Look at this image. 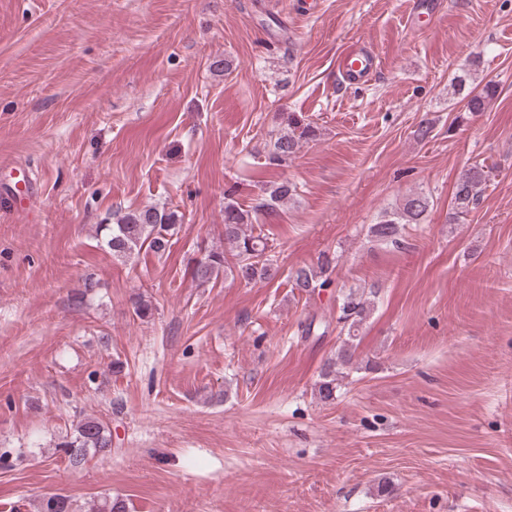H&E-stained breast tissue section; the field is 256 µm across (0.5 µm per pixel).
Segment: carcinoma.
<instances>
[{"label":"carcinoma","instance_id":"carcinoma-1","mask_svg":"<svg viewBox=\"0 0 512 512\" xmlns=\"http://www.w3.org/2000/svg\"><path fill=\"white\" fill-rule=\"evenodd\" d=\"M496 93L495 84L488 81L482 87H474L466 96L463 109L455 121L463 122L483 111L485 102ZM286 127L271 135L266 160L271 165L283 166L290 161L300 144L315 135L311 123L295 112L283 114ZM493 167L476 162L463 171L459 177L448 212V223L454 224L458 218L475 209L480 203L491 182ZM295 187L283 182L264 191V198L251 210L243 209L232 199L224 205V244L228 250L212 251L192 267V278L204 285L228 272L246 283L263 282L272 276L275 255L267 239L253 233V214L262 209H272L288 200ZM430 208V200L421 193L407 195L402 204L390 212H385L380 221L370 225L368 234L379 242L397 244L410 224L423 223ZM179 221L177 212L146 206L130 211L119 217L114 224L101 226L107 247L115 258L127 259L146 247L156 254L166 251L169 236ZM336 256L323 253L314 265L300 266L291 274L293 287L299 292L312 288H327L331 279L327 273L334 268ZM378 289L370 287L360 292L349 291L342 299L338 322L344 323L346 337L329 358L319 375L316 384L317 395L324 403L336 399L348 370L354 365L357 348V332L374 309ZM65 449L71 468L83 467L91 457L112 448V434L102 422L94 417L81 420L73 436L60 443ZM42 512H77L72 501L61 495H52L44 500Z\"/></svg>","mask_w":512,"mask_h":512}]
</instances>
